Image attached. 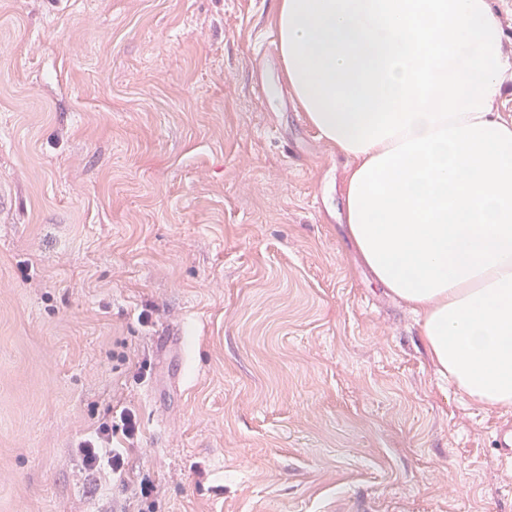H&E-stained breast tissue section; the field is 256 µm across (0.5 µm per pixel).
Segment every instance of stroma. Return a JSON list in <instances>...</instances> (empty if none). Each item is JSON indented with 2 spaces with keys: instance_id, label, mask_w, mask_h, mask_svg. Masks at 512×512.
<instances>
[{
  "instance_id": "1",
  "label": "stroma",
  "mask_w": 512,
  "mask_h": 512,
  "mask_svg": "<svg viewBox=\"0 0 512 512\" xmlns=\"http://www.w3.org/2000/svg\"><path fill=\"white\" fill-rule=\"evenodd\" d=\"M275 8L0 0V512H116L72 445L125 407L146 512H512V409L360 260ZM495 446L501 463L506 467L512 466V422L499 424Z\"/></svg>"
}]
</instances>
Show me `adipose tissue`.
<instances>
[{"mask_svg": "<svg viewBox=\"0 0 512 512\" xmlns=\"http://www.w3.org/2000/svg\"><path fill=\"white\" fill-rule=\"evenodd\" d=\"M288 86L348 158L349 237L441 378L512 408V58L489 0H279Z\"/></svg>", "mask_w": 512, "mask_h": 512, "instance_id": "obj_1", "label": "adipose tissue"}]
</instances>
